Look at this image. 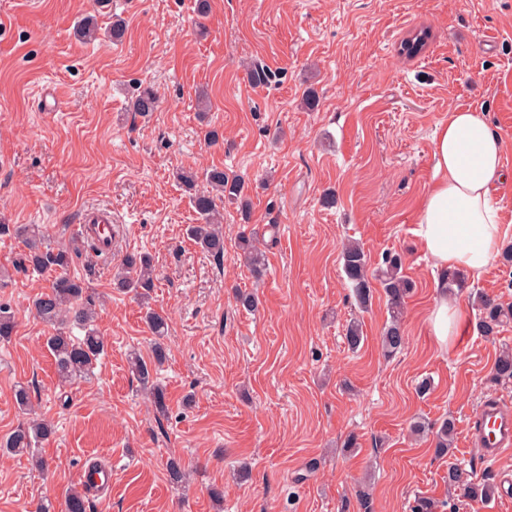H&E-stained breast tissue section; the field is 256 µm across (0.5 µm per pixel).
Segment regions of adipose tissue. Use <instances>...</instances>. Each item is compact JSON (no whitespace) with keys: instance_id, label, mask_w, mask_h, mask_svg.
<instances>
[{"instance_id":"adipose-tissue-1","label":"adipose tissue","mask_w":512,"mask_h":512,"mask_svg":"<svg viewBox=\"0 0 512 512\" xmlns=\"http://www.w3.org/2000/svg\"><path fill=\"white\" fill-rule=\"evenodd\" d=\"M433 182L417 210L418 235L441 277L430 326L447 344L459 313L448 299L447 271L480 278L503 243L498 210L491 197L508 175L502 166V141L481 111H450L432 143Z\"/></svg>"}]
</instances>
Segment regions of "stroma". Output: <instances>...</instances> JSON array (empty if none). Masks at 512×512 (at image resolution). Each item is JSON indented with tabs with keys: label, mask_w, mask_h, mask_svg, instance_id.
<instances>
[{
	"label": "stroma",
	"mask_w": 512,
	"mask_h": 512,
	"mask_svg": "<svg viewBox=\"0 0 512 512\" xmlns=\"http://www.w3.org/2000/svg\"><path fill=\"white\" fill-rule=\"evenodd\" d=\"M96 2L0 0V218L44 225L55 247L78 234L83 211L112 213L111 256L87 250L69 268L88 285L106 342L91 375L70 383L59 382L45 346L52 329L32 310L54 274L20 271L22 244L0 237V302L16 314L0 341V440L21 420L19 385L54 429L37 450L48 470L0 452V512L60 505L83 467L99 463L111 466L112 487L88 512H358L360 490L374 512H413L420 497L434 512H512V453L485 460L468 434L485 403L512 406V381L493 375L512 322L481 336L474 302L481 293L512 304V266L495 260L454 287L460 320L442 346L430 329L438 273L416 234L432 139L449 111L481 110L512 172V0H209L203 17L197 0ZM116 15L127 25L121 43L75 38L80 18L105 27ZM422 27L426 50L400 55ZM257 63L271 83L249 80ZM139 84L159 97L146 117L127 109ZM211 129L218 143L206 140ZM212 166L244 177L250 200L246 216L224 207L220 264L188 238L198 214L174 178ZM270 224L277 242L257 283L235 243ZM348 240L373 269L400 254L413 283L405 347L392 359L380 347L382 289L359 311L344 275ZM137 251L156 269L146 303L112 285ZM239 289L258 293L257 312L238 305ZM150 308L169 325L161 426L127 363L130 350L151 355ZM356 317L366 341L354 353L345 328ZM446 416L456 434L440 456L412 425ZM351 436L357 447H346ZM171 458L186 472L178 485ZM243 464L245 482L234 476ZM452 464L491 476L495 496L449 494Z\"/></svg>",
	"instance_id": "35a3bbf8"
}]
</instances>
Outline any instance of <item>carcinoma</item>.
I'll return each instance as SVG.
<instances>
[{"label":"carcinoma","mask_w":512,"mask_h":512,"mask_svg":"<svg viewBox=\"0 0 512 512\" xmlns=\"http://www.w3.org/2000/svg\"><path fill=\"white\" fill-rule=\"evenodd\" d=\"M429 32L421 30L406 38L401 43V53L406 56H418L426 48ZM158 108V97L150 86L139 87L131 98L130 110L144 116ZM176 177L189 194L192 204L199 215L201 223L190 226L189 233L195 243L214 260L224 261V231L217 223L218 203L228 201L235 203L242 210H247L244 198V182L229 177L224 169L212 167L198 175L191 170L179 169ZM204 180L207 189H198V180ZM0 236H8L21 242L25 248L20 267L26 272L41 273L47 269L58 272L49 290L37 295L33 301L35 313L43 321L55 327V333L46 338V347L54 358L58 377L70 381L85 377L91 373L94 363L104 352L105 341L91 327L95 320V302L86 294L84 284L70 277L67 270L73 259L81 254L84 242L73 238L69 243L53 251L42 249L43 231L36 224H8L0 219ZM93 247V244L86 245ZM237 249L250 266L253 277L257 280L264 276V251L257 246L256 238L243 235L238 239ZM343 272L352 289L359 308H368L373 299V281H378L383 288L390 305V319L381 336L383 356L391 358L399 353L405 344V331L402 327L401 314L405 297L410 293L412 282L402 273L403 261L398 254H387L382 264L370 275L367 254L363 248L350 243L343 247L341 253ZM115 288L120 291L133 292L146 299L155 287L154 268L149 255L131 252L124 256L115 273ZM478 328L485 337L495 336L499 328L512 319V306H504L485 295L478 296ZM146 321L155 336L150 361H145L138 354L130 359L133 376L141 389L148 392L158 414L167 415L168 407L162 387L155 383L152 369L159 368L167 359V348L163 342L167 333V323L163 316L154 310L146 313ZM78 326L84 330V336L75 341L67 335L69 326ZM15 313L7 304L0 303V339H7L15 331ZM346 339L351 349H358L364 342L362 325L354 320L346 329ZM494 375L498 380H512V351H502L494 366ZM15 403L25 419L16 429L0 443V449L8 453H27L36 466L46 467V462L34 454V447L52 434V427L43 420L31 417L32 401L29 388L18 386L14 392ZM455 435V421L448 417L441 421L435 431V448L437 453L446 454L451 448ZM448 488L460 492L463 496L477 502H484L495 496L497 486L490 477L479 482L465 478L464 472L457 466L448 467ZM88 502L83 492L71 490L64 497L63 512H87Z\"/></svg>","instance_id":"carcinoma-1"}]
</instances>
